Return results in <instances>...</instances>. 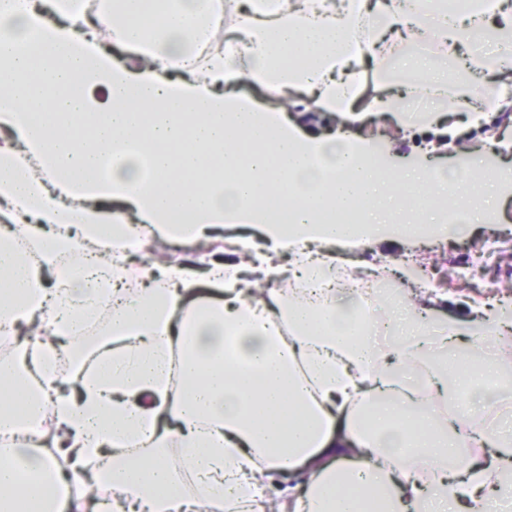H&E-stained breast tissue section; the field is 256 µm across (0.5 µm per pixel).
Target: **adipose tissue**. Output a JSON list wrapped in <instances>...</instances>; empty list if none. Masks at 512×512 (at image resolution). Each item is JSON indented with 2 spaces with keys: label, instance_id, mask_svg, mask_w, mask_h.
Instances as JSON below:
<instances>
[{
  "label": "adipose tissue",
  "instance_id": "obj_1",
  "mask_svg": "<svg viewBox=\"0 0 512 512\" xmlns=\"http://www.w3.org/2000/svg\"><path fill=\"white\" fill-rule=\"evenodd\" d=\"M422 44L428 55L407 54ZM452 46L470 75L453 99L433 67ZM367 60L394 70L365 102ZM293 96L303 114L288 115ZM510 110L512 0H0V330L43 335L28 359L0 363V435L19 439L0 450V512H83L100 483L112 499L97 512H200L183 470L207 486L209 512H265L269 490L278 512L512 499V429L486 427L489 399L444 419L432 408L459 359L471 381L498 378L482 350L512 328V301L435 335L448 293L400 264L394 279L428 299L383 324L379 349L381 324L336 288L348 247L462 234L512 187L511 167L471 156L451 172L391 169L351 124ZM307 112L334 132L306 133ZM17 224L32 252L15 247ZM227 228L244 234L205 253ZM138 229L186 247L188 264L133 257ZM45 270L49 287L33 289ZM105 303L109 330L86 342ZM471 441L483 454L449 466Z\"/></svg>",
  "mask_w": 512,
  "mask_h": 512
}]
</instances>
